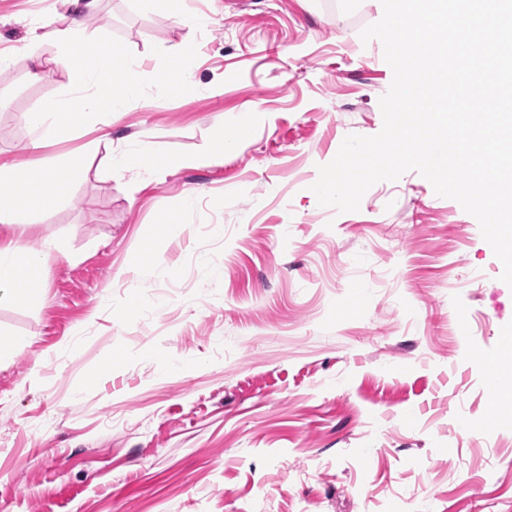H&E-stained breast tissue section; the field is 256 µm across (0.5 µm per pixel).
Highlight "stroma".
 <instances>
[{
  "instance_id": "stroma-1",
  "label": "stroma",
  "mask_w": 512,
  "mask_h": 512,
  "mask_svg": "<svg viewBox=\"0 0 512 512\" xmlns=\"http://www.w3.org/2000/svg\"><path fill=\"white\" fill-rule=\"evenodd\" d=\"M182 13L211 23L190 33L154 0H99L85 24L138 60L150 95L192 36L208 94L132 103L37 153L23 116L67 72L47 42L40 78L21 55L0 71V161L35 172L106 135L118 152L184 155L219 124L242 139L220 166L90 169L25 224L32 246L63 251L43 305L0 306V333L24 342L0 364V512H402L421 483L424 512H512V414L481 363L512 336V288L477 220L414 171L354 212L311 190L347 135L383 127L393 72L360 38L380 0ZM65 14L63 0H0V53ZM189 191L186 224L161 232Z\"/></svg>"
}]
</instances>
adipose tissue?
<instances>
[{
	"instance_id": "obj_1",
	"label": "adipose tissue",
	"mask_w": 512,
	"mask_h": 512,
	"mask_svg": "<svg viewBox=\"0 0 512 512\" xmlns=\"http://www.w3.org/2000/svg\"><path fill=\"white\" fill-rule=\"evenodd\" d=\"M97 0H70L74 8L68 27L50 28L48 22L37 21L31 31L30 43L21 45L24 53H32V45L52 39L57 60L68 74L69 94L46 101L38 111L28 113L27 123L34 132L31 149L37 150L60 140L68 130L93 114L108 118L126 111L131 102L142 97V77L136 60L112 44L105 35L87 34L81 17L94 12ZM98 46L102 54L95 66H88L81 51ZM195 43L185 39L171 53L165 82L159 88V98L175 96L193 89L191 80ZM239 139L227 138L223 128L213 132L207 152L194 155L156 154L142 150H127L107 155L105 165L110 171H136L158 174L188 167L223 164L227 151L239 146ZM86 168L82 155L69 157L62 164L50 165L39 175H30L27 168L0 165V224L21 223L23 215L39 212L61 200L69 186L80 179ZM57 241L43 248L28 246L23 234L0 238V305L17 302L40 305L46 299V284L42 271L60 253Z\"/></svg>"
}]
</instances>
